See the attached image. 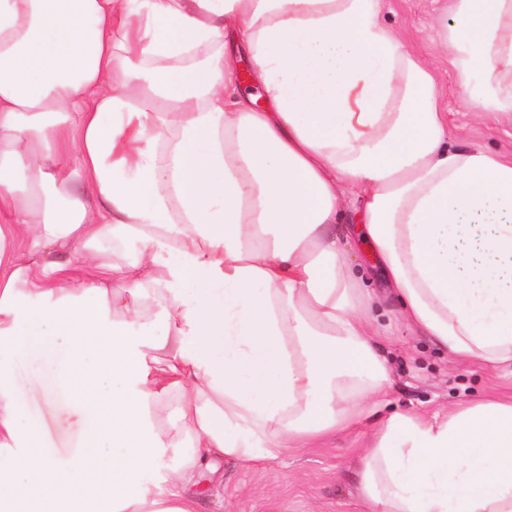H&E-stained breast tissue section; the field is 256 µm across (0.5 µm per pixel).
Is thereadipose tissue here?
I'll use <instances>...</instances> for the list:
<instances>
[{
    "instance_id": "obj_1",
    "label": "adipose tissue",
    "mask_w": 512,
    "mask_h": 512,
    "mask_svg": "<svg viewBox=\"0 0 512 512\" xmlns=\"http://www.w3.org/2000/svg\"><path fill=\"white\" fill-rule=\"evenodd\" d=\"M381 10L0 0V346L64 347L57 384L88 425L52 457L0 363V512H198L219 461L364 424L388 373L336 233L349 194L413 329L512 366V155L451 143L430 66ZM450 13L463 100L512 117V0ZM244 59L267 108L229 84ZM23 235L69 254L36 264L11 248ZM106 239L133 262L102 263ZM146 282L147 326L115 311ZM171 394L193 446L174 469L151 412ZM359 494L365 512H512V397L379 422Z\"/></svg>"
}]
</instances>
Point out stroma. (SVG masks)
<instances>
[{
    "label": "stroma",
    "mask_w": 512,
    "mask_h": 512,
    "mask_svg": "<svg viewBox=\"0 0 512 512\" xmlns=\"http://www.w3.org/2000/svg\"><path fill=\"white\" fill-rule=\"evenodd\" d=\"M450 0H385L382 19L434 72L448 132L456 142L494 154L512 153V123L479 118L462 101L457 69L443 50ZM381 352L391 389L381 415L428 413L485 397L512 395V369L465 364L414 336L397 313L380 316ZM10 382L36 424L47 433L52 453L65 458L82 443L83 425L72 418L71 401L56 385L59 362L11 350ZM363 438L342 432L308 448H292L261 468L227 460L218 478L198 490L199 512H363L358 496V460Z\"/></svg>",
    "instance_id": "35a3bbf8"
}]
</instances>
